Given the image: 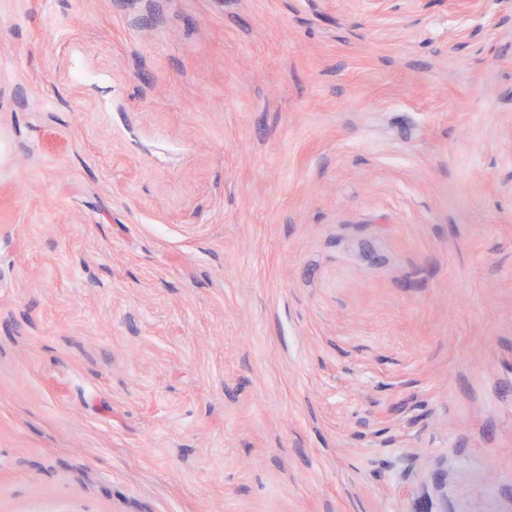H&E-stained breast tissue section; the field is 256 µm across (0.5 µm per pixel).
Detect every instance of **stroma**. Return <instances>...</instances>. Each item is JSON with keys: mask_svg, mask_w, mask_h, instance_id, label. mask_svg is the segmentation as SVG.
I'll use <instances>...</instances> for the list:
<instances>
[{"mask_svg": "<svg viewBox=\"0 0 512 512\" xmlns=\"http://www.w3.org/2000/svg\"><path fill=\"white\" fill-rule=\"evenodd\" d=\"M0 512H512V0H0Z\"/></svg>", "mask_w": 512, "mask_h": 512, "instance_id": "35a3bbf8", "label": "stroma"}]
</instances>
